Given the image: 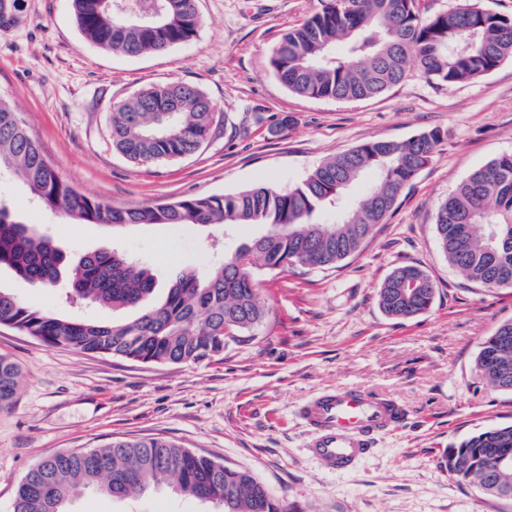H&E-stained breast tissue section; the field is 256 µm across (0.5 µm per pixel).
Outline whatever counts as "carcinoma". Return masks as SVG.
I'll use <instances>...</instances> for the list:
<instances>
[{
  "instance_id": "obj_1",
  "label": "carcinoma",
  "mask_w": 512,
  "mask_h": 512,
  "mask_svg": "<svg viewBox=\"0 0 512 512\" xmlns=\"http://www.w3.org/2000/svg\"><path fill=\"white\" fill-rule=\"evenodd\" d=\"M84 39L112 54L141 57L165 52L197 35L196 0H71ZM20 0H0V27L16 21ZM512 60V16L479 0L428 14L421 0H322L321 8L289 28L273 49L270 67L288 91L339 101L376 97L397 84L410 63L430 81H477ZM173 94L179 111H157ZM217 113L199 87L166 82L113 104L112 147L137 166L178 160L208 140ZM439 130L404 142L372 140L321 162L287 190L257 186L235 194L191 196L172 202L115 207L86 197L61 180L17 112L0 100V171L9 170L40 205L86 224H199L261 228L251 243L203 273L176 275L156 298V277L113 250L87 253L75 265L54 239L18 220L0 201V267L46 288L68 272L69 296L132 311L112 322L56 316L0 288V325L47 347L111 355L144 363L220 361L226 342L261 325L269 314L252 273L258 259L276 275L296 266L336 267L357 254L391 213L405 186L430 160ZM375 183L355 205L348 190L367 172ZM337 214L333 224L324 222ZM436 232L448 263L485 288L512 284V154L473 172L443 201ZM435 288L416 265L395 268L379 288V304L395 318L426 311ZM512 321L480 344L476 368L492 386L512 392ZM20 368L0 356V410L14 404ZM444 464L481 491L512 500V425L496 426L450 448ZM175 493L222 505L221 512H292L249 471L161 438L115 440L99 448L53 453L19 482L14 512H68L82 487L112 498H135L160 481Z\"/></svg>"
}]
</instances>
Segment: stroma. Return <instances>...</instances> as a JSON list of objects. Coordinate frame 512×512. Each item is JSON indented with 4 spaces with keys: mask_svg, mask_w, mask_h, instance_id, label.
Segmentation results:
<instances>
[{
    "mask_svg": "<svg viewBox=\"0 0 512 512\" xmlns=\"http://www.w3.org/2000/svg\"><path fill=\"white\" fill-rule=\"evenodd\" d=\"M321 0H198L189 42L137 58L87 42L70 0H21L19 21L0 28V98L19 112L57 174L80 193L115 206L225 195L259 185L288 189L339 152L370 140L443 134L428 164L359 254L330 269L255 268L270 308L263 325L227 344L219 362L154 364L49 348L0 327V355L23 383L0 412V512L18 482L62 450L126 437H157L250 471L300 512H512V501L448 472L445 449L492 426L512 424V394L477 373L483 339L512 320V288L485 290L448 263L435 230L439 204L471 173L512 153V60L480 80L438 83L416 69L361 101L304 98L271 73L272 48ZM204 90L223 119L195 154L135 166L112 148L113 103L166 81ZM0 199L19 219L63 244L71 258L117 248L149 264L159 287L205 270L212 253L199 226L115 229L81 224L30 202L0 179ZM414 263L432 279V306L409 319L386 316L381 282ZM0 287L60 315L108 321V308L67 303L61 290L0 269ZM334 386L394 397L400 427L378 433L347 473L326 472L306 452L299 405ZM72 512H216L167 488L136 501L78 490Z\"/></svg>",
    "mask_w": 512,
    "mask_h": 512,
    "instance_id": "stroma-1",
    "label": "stroma"
}]
</instances>
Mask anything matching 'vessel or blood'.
I'll list each match as a JSON object with an SVG mask.
<instances>
[{
  "label": "vessel or blood",
  "mask_w": 512,
  "mask_h": 512,
  "mask_svg": "<svg viewBox=\"0 0 512 512\" xmlns=\"http://www.w3.org/2000/svg\"><path fill=\"white\" fill-rule=\"evenodd\" d=\"M310 439L309 454L334 472L350 470L370 451V438L404 421L395 399L330 387L299 408Z\"/></svg>",
  "instance_id": "obj_1"
}]
</instances>
